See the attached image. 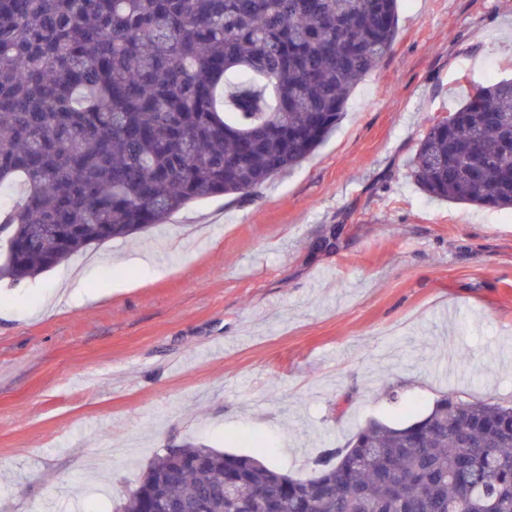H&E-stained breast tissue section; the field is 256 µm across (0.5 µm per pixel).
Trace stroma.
Listing matches in <instances>:
<instances>
[{
	"label": "stroma",
	"mask_w": 512,
	"mask_h": 512,
	"mask_svg": "<svg viewBox=\"0 0 512 512\" xmlns=\"http://www.w3.org/2000/svg\"><path fill=\"white\" fill-rule=\"evenodd\" d=\"M502 79L512 0H400L335 130L257 197L91 246L67 307L43 309L57 270L0 281V512H113L186 443L305 478L369 420L512 406V212L409 173L431 120Z\"/></svg>",
	"instance_id": "stroma-1"
}]
</instances>
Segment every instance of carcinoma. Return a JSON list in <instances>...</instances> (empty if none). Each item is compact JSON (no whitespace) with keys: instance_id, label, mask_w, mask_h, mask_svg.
Wrapping results in <instances>:
<instances>
[{"instance_id":"obj_1","label":"carcinoma","mask_w":512,"mask_h":512,"mask_svg":"<svg viewBox=\"0 0 512 512\" xmlns=\"http://www.w3.org/2000/svg\"><path fill=\"white\" fill-rule=\"evenodd\" d=\"M399 0H0V280L250 197L306 159L391 50ZM430 198L512 210V79L474 84L411 160ZM297 479L186 444L118 512H512V407L451 397L369 421ZM242 493L224 498V485Z\"/></svg>"}]
</instances>
